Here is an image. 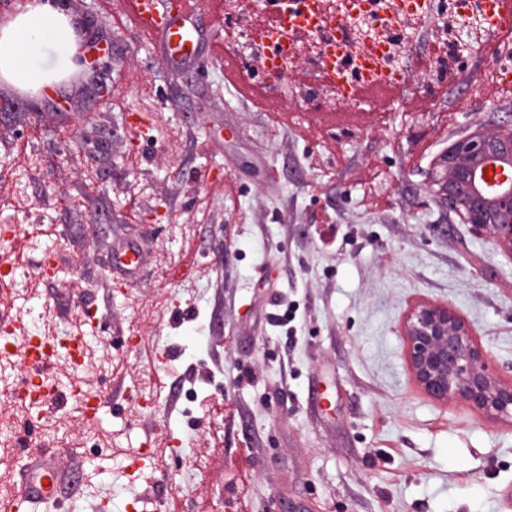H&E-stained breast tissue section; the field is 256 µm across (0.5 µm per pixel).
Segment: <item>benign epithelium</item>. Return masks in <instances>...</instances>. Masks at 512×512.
Here are the masks:
<instances>
[{
  "mask_svg": "<svg viewBox=\"0 0 512 512\" xmlns=\"http://www.w3.org/2000/svg\"><path fill=\"white\" fill-rule=\"evenodd\" d=\"M429 184L442 207L512 258V122L479 126L451 143L434 160ZM402 336L411 379L429 398L512 425V380L491 370L487 350L457 309L416 301L404 315Z\"/></svg>",
  "mask_w": 512,
  "mask_h": 512,
  "instance_id": "1",
  "label": "benign epithelium"
}]
</instances>
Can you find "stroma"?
<instances>
[{"label": "stroma", "mask_w": 512, "mask_h": 512, "mask_svg": "<svg viewBox=\"0 0 512 512\" xmlns=\"http://www.w3.org/2000/svg\"><path fill=\"white\" fill-rule=\"evenodd\" d=\"M68 2L111 65L60 85L54 112L0 85V225L28 231L26 276L0 311L71 325L95 302L83 331L104 354L96 369L55 365L57 381L78 379L102 407L92 422L72 400L44 411L48 432L32 447L55 453L77 489L37 512H95L106 497L112 512H502L512 425L419 391L401 325L415 301L449 303L512 379V260L429 186L452 141L512 121L496 78L512 38H479L439 78V24L427 19L403 50L400 94L337 108L304 97L318 80L308 50L275 94L262 76L258 98L225 83L211 47L251 27L237 2L198 0L203 41L183 60L133 22L115 25L120 0ZM271 106L287 114L281 130ZM136 113L147 137L131 127ZM369 187L384 208L364 207ZM326 212L337 224L328 246ZM130 238L145 250L131 284L109 266L113 244ZM55 248L57 274L39 271ZM282 302L284 329L271 324ZM146 348L169 354L180 377L135 410ZM191 392L222 401L223 417L187 419ZM216 427L224 445L211 453ZM169 433L182 454L130 470L145 441L159 447Z\"/></svg>", "instance_id": "35a3bbf8"}]
</instances>
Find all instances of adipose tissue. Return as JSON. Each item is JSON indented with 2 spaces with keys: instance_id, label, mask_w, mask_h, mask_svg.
I'll return each instance as SVG.
<instances>
[{
  "instance_id": "adipose-tissue-1",
  "label": "adipose tissue",
  "mask_w": 512,
  "mask_h": 512,
  "mask_svg": "<svg viewBox=\"0 0 512 512\" xmlns=\"http://www.w3.org/2000/svg\"><path fill=\"white\" fill-rule=\"evenodd\" d=\"M77 23L64 0H40L0 28V80L34 92L84 70Z\"/></svg>"
}]
</instances>
